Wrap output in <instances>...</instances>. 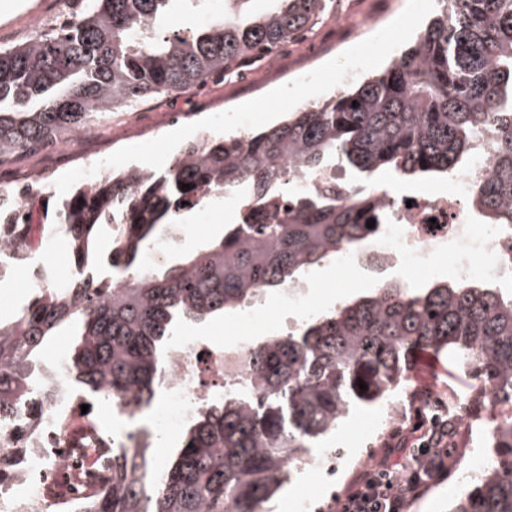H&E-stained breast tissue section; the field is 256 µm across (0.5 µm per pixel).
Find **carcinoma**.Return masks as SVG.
<instances>
[{
  "label": "carcinoma",
  "instance_id": "cac0c4a2",
  "mask_svg": "<svg viewBox=\"0 0 512 512\" xmlns=\"http://www.w3.org/2000/svg\"><path fill=\"white\" fill-rule=\"evenodd\" d=\"M205 0H87L73 19L0 47V164L47 143L74 140L114 112L235 72L307 31L327 0H224V17L182 35L176 12ZM440 8L382 71L261 130L205 129L161 170H106L77 185L43 224H63L77 276L0 316V414L35 396L40 351L62 330L76 337L68 384L97 402L156 400L181 324L220 316L280 289L336 254L377 236L388 211L378 181L449 176L490 127L491 174L471 205L485 224L512 225V0H438ZM334 162L349 174L343 200L296 194L279 202L285 164ZM190 185L185 190L182 185ZM237 190L236 221L183 251L165 270L140 255L198 207ZM0 196V253L32 225ZM375 220V227L367 221ZM118 225L101 251L103 227ZM124 281L112 288V277ZM454 355L512 400V292L470 280L413 288L400 281L321 312L286 336L253 343L245 389L203 407L175 455L157 465L152 442L110 448L112 475L80 512H268L310 448L358 406L376 405L408 380L418 354ZM367 385L362 391L358 381ZM494 461L448 512H512V414L495 423ZM27 448H0V483Z\"/></svg>",
  "mask_w": 512,
  "mask_h": 512
}]
</instances>
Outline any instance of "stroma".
<instances>
[{
  "instance_id": "stroma-1",
  "label": "stroma",
  "mask_w": 512,
  "mask_h": 512,
  "mask_svg": "<svg viewBox=\"0 0 512 512\" xmlns=\"http://www.w3.org/2000/svg\"><path fill=\"white\" fill-rule=\"evenodd\" d=\"M12 11L0 9V46L26 40L25 20L41 16L52 23L58 0H14ZM436 0L417 8L415 0H332L327 12L308 32L278 48L274 65H249L222 79L208 81L183 93H176L137 107L116 112L94 134L59 144L53 151L23 153L0 172L13 183H25L35 170L59 174L56 194H64L80 184L77 157H96L104 147L112 149V163L133 161L161 168L172 150L193 138L199 127L235 128L237 113H247L249 126L261 129L277 121L284 112L321 100L336 87V74L351 61H358L360 73H368L399 58L414 40ZM316 288L311 303L318 310L334 308L367 291L374 278L365 269L340 271L335 260L307 271ZM284 306L279 292L266 297L263 322L245 328L237 314L207 321L186 323L181 333L209 343L220 336H237L251 331L262 339L286 334ZM471 392V418L481 423L489 411V400L476 375L462 369L457 359L447 355L421 358L411 372L406 389L392 394L384 403L352 410L324 438L322 447L336 453V496L325 503L324 512H340L344 498L357 473L382 459L391 448H399L403 468H411L419 442L412 431L411 418H404L398 433H389L384 421L395 408L423 411L429 393L444 400ZM319 474L303 468L284 486L271 503L270 512H301L305 499L316 491Z\"/></svg>"
}]
</instances>
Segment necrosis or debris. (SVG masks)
Wrapping results in <instances>:
<instances>
[{
  "label": "necrosis or debris",
  "mask_w": 512,
  "mask_h": 512,
  "mask_svg": "<svg viewBox=\"0 0 512 512\" xmlns=\"http://www.w3.org/2000/svg\"><path fill=\"white\" fill-rule=\"evenodd\" d=\"M493 134L477 143L471 165L452 174L447 191L410 192L400 183H391L386 203L389 218L383 232L370 242L344 247L336 254L340 269L360 267L381 275L396 270L403 275L426 272L439 258H448L458 280L490 276L512 283V229L479 223L468 196V187L491 171ZM310 194L346 197L350 187L337 169H324L308 177L289 174L281 196L297 188ZM59 225H39L32 238L16 239L8 249V263L0 265V312L15 308L8 274L13 265L29 268V288L45 287L51 275L43 254L61 238ZM253 338L249 334L198 343L188 337L172 348L164 376L163 399L145 427L151 434L187 426L208 404L224 397L228 386L246 384ZM41 392L50 403L43 418L30 424V404L12 415L0 416V447L28 448L32 454L17 479L0 485V512H46L52 502L78 507L87 490L88 462L111 467V459L96 451L89 440L82 453L72 452L68 426L74 423L83 396L68 392L63 379L54 373L40 376Z\"/></svg>",
  "instance_id": "1"
}]
</instances>
